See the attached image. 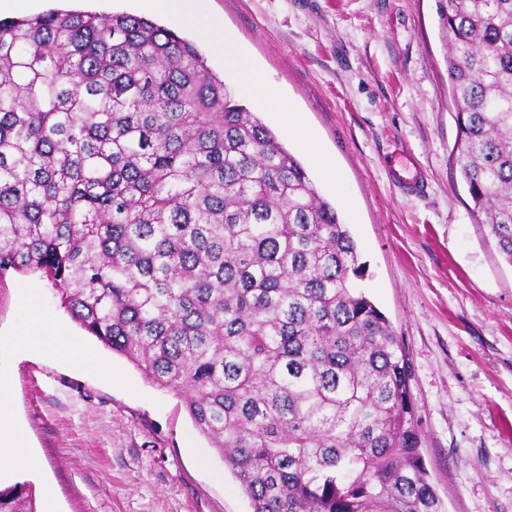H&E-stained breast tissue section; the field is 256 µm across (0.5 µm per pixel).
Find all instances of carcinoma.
<instances>
[{"instance_id":"carcinoma-1","label":"carcinoma","mask_w":512,"mask_h":512,"mask_svg":"<svg viewBox=\"0 0 512 512\" xmlns=\"http://www.w3.org/2000/svg\"><path fill=\"white\" fill-rule=\"evenodd\" d=\"M455 162L512 265V0H436ZM40 272L180 395L252 512H445L409 370L303 164L189 41L124 12L0 20V275ZM0 512H37L32 484Z\"/></svg>"}]
</instances>
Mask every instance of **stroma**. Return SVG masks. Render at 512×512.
Here are the masks:
<instances>
[{
  "label": "stroma",
  "mask_w": 512,
  "mask_h": 512,
  "mask_svg": "<svg viewBox=\"0 0 512 512\" xmlns=\"http://www.w3.org/2000/svg\"><path fill=\"white\" fill-rule=\"evenodd\" d=\"M246 65L291 103L341 172L338 194L281 115L246 100L336 206L365 265L358 285L385 314L410 366L420 454L446 512H512V265L470 214L454 163L436 0H200ZM147 16L143 0H41ZM413 154L427 178L395 188L382 157ZM83 339L82 364L9 345L25 296ZM0 373L39 461L0 484L32 483L38 512H251L181 397L85 334L40 273L0 277Z\"/></svg>",
  "instance_id": "1"
}]
</instances>
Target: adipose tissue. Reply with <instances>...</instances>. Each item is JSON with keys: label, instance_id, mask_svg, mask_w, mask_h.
Masks as SVG:
<instances>
[{"label": "adipose tissue", "instance_id": "obj_1", "mask_svg": "<svg viewBox=\"0 0 512 512\" xmlns=\"http://www.w3.org/2000/svg\"><path fill=\"white\" fill-rule=\"evenodd\" d=\"M154 12L163 14L173 22L197 27L215 45L224 49V65L241 77L242 92L246 97L255 98L276 110L287 113L288 129L295 134L308 150H315L316 142L312 133L300 122L296 113L290 112L286 102L267 86L252 70L246 69L237 41L222 28L200 15L196 0H148ZM31 331L12 340L15 349L36 350L44 345L55 343L67 356L85 362L90 353L73 337L53 330V319L46 313H35ZM10 381L0 376V470L15 466L33 465L34 459L26 448L22 432L16 427L9 397Z\"/></svg>", "mask_w": 512, "mask_h": 512}]
</instances>
